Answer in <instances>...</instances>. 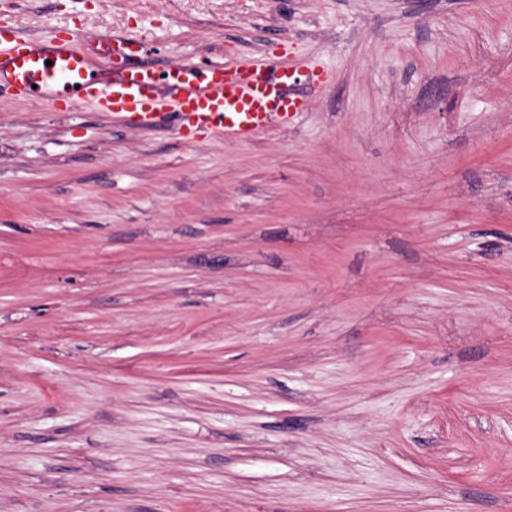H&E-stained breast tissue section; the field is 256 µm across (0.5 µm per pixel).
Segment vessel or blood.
I'll list each match as a JSON object with an SVG mask.
<instances>
[{"instance_id":"1","label":"vessel or blood","mask_w":512,"mask_h":512,"mask_svg":"<svg viewBox=\"0 0 512 512\" xmlns=\"http://www.w3.org/2000/svg\"><path fill=\"white\" fill-rule=\"evenodd\" d=\"M110 45L112 75L103 81L75 38L53 33L33 41L0 30V93L54 107L87 106L132 125L169 118L184 130L240 141L287 125L311 99L295 92L299 71L285 59L178 61L159 73L145 60L143 40L118 36Z\"/></svg>"}]
</instances>
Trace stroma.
Segmentation results:
<instances>
[{
  "label": "stroma",
  "mask_w": 512,
  "mask_h": 512,
  "mask_svg": "<svg viewBox=\"0 0 512 512\" xmlns=\"http://www.w3.org/2000/svg\"><path fill=\"white\" fill-rule=\"evenodd\" d=\"M0 27L321 85L250 141L0 99V512H512V0Z\"/></svg>",
  "instance_id": "35a3bbf8"
}]
</instances>
